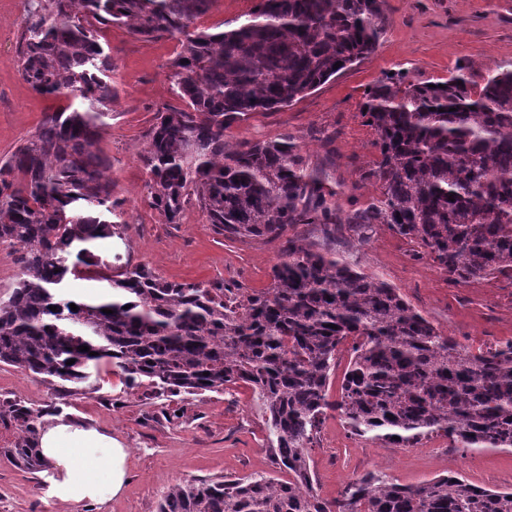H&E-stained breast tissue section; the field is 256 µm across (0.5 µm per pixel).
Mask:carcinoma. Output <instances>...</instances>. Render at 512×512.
<instances>
[{
	"label": "carcinoma",
	"mask_w": 512,
	"mask_h": 512,
	"mask_svg": "<svg viewBox=\"0 0 512 512\" xmlns=\"http://www.w3.org/2000/svg\"><path fill=\"white\" fill-rule=\"evenodd\" d=\"M216 2L82 0L78 10L75 0H26L21 76L65 105L0 158V245L18 248L20 267L0 297V365L71 397L103 359L157 398L250 385L271 455L290 478L176 484L158 512H512V490L459 474L404 485L369 471L328 502L309 456L329 410L361 437L414 445L440 434L460 448L512 450V342L473 350L333 248L338 224H387L454 280L512 279V69L481 85L462 67L442 82L399 69L369 86L362 115L378 135L371 176L381 194L342 217L336 189L292 136L230 147L224 131L368 58L385 31L384 0H258L235 28L197 27ZM109 24L182 42L168 78L185 107L157 113L143 155L150 205L166 224L196 206L219 236L279 242L269 287L172 282L128 263L108 276L110 301L61 296L71 276L103 277L77 244L129 229L112 222L115 185L98 150L116 95L112 58L97 37ZM296 224L319 236L288 235ZM348 343L332 400L329 379ZM41 418L0 399V425L13 436L0 456L32 474L47 468Z\"/></svg>",
	"instance_id": "1"
}]
</instances>
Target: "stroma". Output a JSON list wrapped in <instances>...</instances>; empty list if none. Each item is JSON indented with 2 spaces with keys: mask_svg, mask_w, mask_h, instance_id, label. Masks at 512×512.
<instances>
[{
  "mask_svg": "<svg viewBox=\"0 0 512 512\" xmlns=\"http://www.w3.org/2000/svg\"><path fill=\"white\" fill-rule=\"evenodd\" d=\"M257 0H217L199 28H234ZM24 0H0V156L36 131L58 99L36 94L22 78L14 43ZM388 23L376 51L340 71L292 105L255 112L224 133L228 145L292 135L311 164L323 166L336 202L348 212L380 195L372 178L379 153L377 133L362 114L366 88L386 73L406 69L417 80H445L457 68L481 76L512 67V0H386ZM112 57L118 95L100 146L122 204L128 236L91 244L106 265L143 264L169 281L209 283L245 291L268 286L277 245L263 239L230 241L214 233L205 215L188 208L182 223H164L146 198L140 156L159 109L177 105L167 77L181 52L179 39L134 37L122 25L99 30ZM336 249L368 274L395 288L443 333L472 348L512 341V280L457 282L437 269L417 244L385 224L359 232L336 227ZM23 400L44 411L94 426L129 450V480L123 493L94 512H157L175 484L220 475L275 477L266 426L250 386L237 383L221 394L145 399L113 366L91 372L85 394L61 397L39 378L0 366V398ZM322 499L337 497L350 476L379 471L401 484L458 473L485 488H512V451L452 448L434 435L404 446L350 434L336 412H328L310 450ZM49 471L23 472L0 458V512H77L49 495Z\"/></svg>",
  "mask_w": 512,
  "mask_h": 512,
  "instance_id": "obj_1",
  "label": "stroma"
}]
</instances>
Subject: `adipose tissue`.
<instances>
[{"label":"adipose tissue","mask_w":512,"mask_h":512,"mask_svg":"<svg viewBox=\"0 0 512 512\" xmlns=\"http://www.w3.org/2000/svg\"><path fill=\"white\" fill-rule=\"evenodd\" d=\"M41 456L51 463V494L78 508L118 496L127 480V450L112 436L65 418L39 431Z\"/></svg>","instance_id":"ef3b65f1"}]
</instances>
